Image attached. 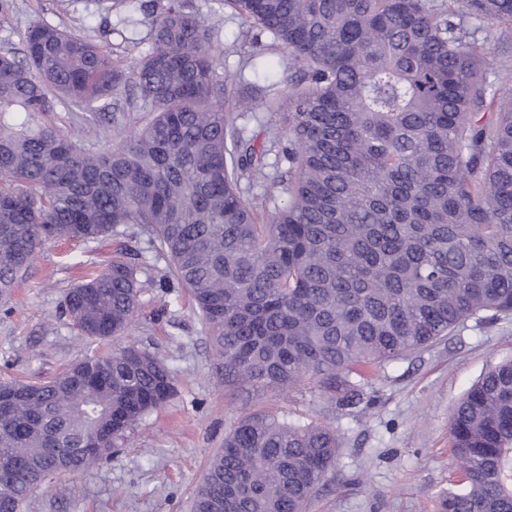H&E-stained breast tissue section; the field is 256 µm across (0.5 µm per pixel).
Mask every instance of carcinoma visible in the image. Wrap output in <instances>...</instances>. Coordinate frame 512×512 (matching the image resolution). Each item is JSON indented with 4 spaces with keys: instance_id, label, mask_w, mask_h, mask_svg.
<instances>
[{
    "instance_id": "obj_1",
    "label": "carcinoma",
    "mask_w": 512,
    "mask_h": 512,
    "mask_svg": "<svg viewBox=\"0 0 512 512\" xmlns=\"http://www.w3.org/2000/svg\"><path fill=\"white\" fill-rule=\"evenodd\" d=\"M271 35L294 72L288 146L269 161L225 106L224 20L189 0H87L93 35L40 20L0 50V297L57 240L143 226L172 264L238 381L313 379L338 407L365 372L512 313V0H224ZM139 13L150 50L133 65L98 42L114 13ZM495 35L480 44L469 24ZM74 108L78 131L54 120ZM114 146L82 137L109 118ZM265 176L257 210L250 178ZM122 257L64 298L81 334L131 326L144 282ZM168 368L134 345L92 354L0 412V458L20 463L0 512H22L44 477L76 472L72 449L112 448L172 394ZM464 479L444 512H512V359L454 407ZM336 430L255 412L209 460L192 512H305L336 463Z\"/></svg>"
}]
</instances>
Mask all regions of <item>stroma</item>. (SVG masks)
Here are the masks:
<instances>
[{
  "instance_id": "1",
  "label": "stroma",
  "mask_w": 512,
  "mask_h": 512,
  "mask_svg": "<svg viewBox=\"0 0 512 512\" xmlns=\"http://www.w3.org/2000/svg\"><path fill=\"white\" fill-rule=\"evenodd\" d=\"M40 19L84 30L75 0H15L11 26L0 27V47ZM272 38L225 13L219 35L223 72L236 99L262 96L250 63ZM124 255L146 261L150 288L138 318L113 347L133 344L161 360L173 394L120 441L111 456L78 474H63L34 490L23 512H190L210 457L242 415L261 410L302 422L327 421L342 446L326 486L307 512H442L441 498L460 481L448 425L454 406L489 367L512 358V316L488 325L464 321L431 347L372 373L366 397L338 409L312 380L290 392L245 385L225 375L211 337L186 289L166 293L170 261L138 226L98 240L59 241L41 249L35 266L8 298H0V378L48 381L96 344L62 312L66 293L89 272Z\"/></svg>"
}]
</instances>
